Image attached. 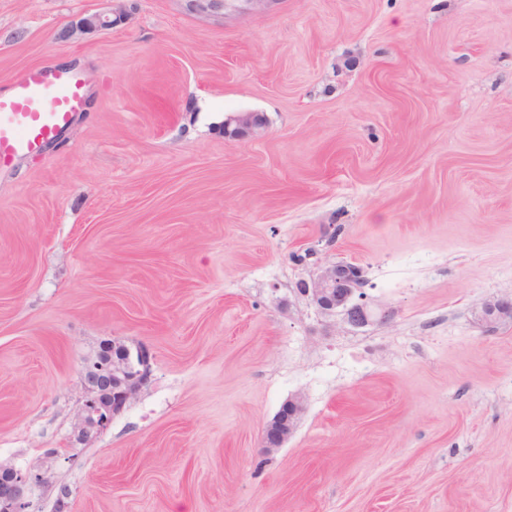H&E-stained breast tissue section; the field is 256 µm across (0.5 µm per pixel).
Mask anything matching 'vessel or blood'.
Instances as JSON below:
<instances>
[{"instance_id": "b4317fda", "label": "vessel or blood", "mask_w": 512, "mask_h": 512, "mask_svg": "<svg viewBox=\"0 0 512 512\" xmlns=\"http://www.w3.org/2000/svg\"><path fill=\"white\" fill-rule=\"evenodd\" d=\"M86 100L87 79L73 68L30 69L0 90V168L42 151Z\"/></svg>"}]
</instances>
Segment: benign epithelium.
Listing matches in <instances>:
<instances>
[{
    "instance_id": "7a95c632",
    "label": "benign epithelium",
    "mask_w": 512,
    "mask_h": 512,
    "mask_svg": "<svg viewBox=\"0 0 512 512\" xmlns=\"http://www.w3.org/2000/svg\"><path fill=\"white\" fill-rule=\"evenodd\" d=\"M187 9L198 15H218L234 7L230 0H186ZM119 18L112 10L83 18L76 30L81 33L107 30ZM265 120L257 112H233L224 117V138L238 140L258 135ZM366 282L363 268L344 260L318 264L310 279L302 283L300 293L316 311L324 316L339 314L355 329L371 323H387L394 309H371L363 300ZM512 318V297L492 299L482 307L486 327L496 326ZM154 354L138 342L112 339L104 348L89 355L82 370L84 393L71 435V445H87L112 423L139 390L148 382ZM305 409L300 395L289 398L267 423L262 436L267 450L281 448L293 434ZM52 467L32 470L0 462V512H30L31 493L35 486L51 484Z\"/></svg>"
}]
</instances>
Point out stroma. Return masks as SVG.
Returning a JSON list of instances; mask_svg holds the SVG:
<instances>
[{"instance_id":"1","label":"stroma","mask_w":512,"mask_h":512,"mask_svg":"<svg viewBox=\"0 0 512 512\" xmlns=\"http://www.w3.org/2000/svg\"><path fill=\"white\" fill-rule=\"evenodd\" d=\"M36 66L89 95L0 170V461L59 453L34 512H512V321L481 322L512 295V0H0V87ZM338 260L389 323L308 304ZM107 338L152 373L75 447ZM245 2L246 9L253 13L262 12L270 0H186L187 9L198 15L213 16L225 12L228 8H236L228 2ZM120 21V15L112 19V7L104 12H99L83 18L75 30L81 33L92 32L96 30L112 29ZM265 120L258 112H233L224 117V137L238 140L247 135H258ZM512 318V297L488 300L482 307V320L490 329L506 319ZM305 409L304 398L300 395L289 398L267 423L262 436L266 450L281 448L293 434Z\"/></svg>"}]
</instances>
